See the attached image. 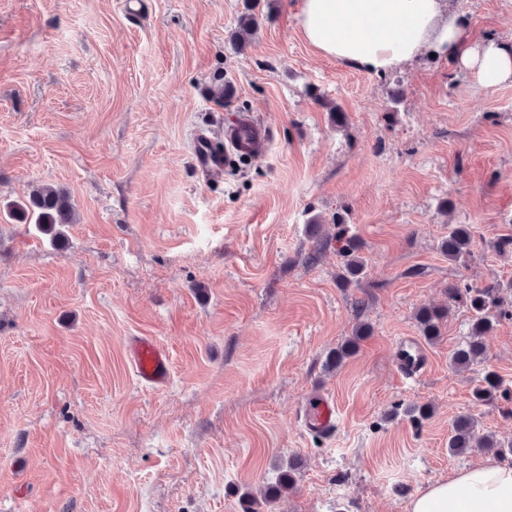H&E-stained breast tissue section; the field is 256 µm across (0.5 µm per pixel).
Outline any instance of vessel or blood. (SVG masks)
Listing matches in <instances>:
<instances>
[{"mask_svg": "<svg viewBox=\"0 0 512 512\" xmlns=\"http://www.w3.org/2000/svg\"><path fill=\"white\" fill-rule=\"evenodd\" d=\"M268 135L265 128L248 117L237 118L224 129L223 142H216L204 134L196 137L195 160L200 168H220L240 153L264 151ZM127 362L136 380L142 386L160 390L171 377L168 351L154 337L132 336L127 340ZM308 424L318 433L328 434L336 426V408L328 399H319L307 415Z\"/></svg>", "mask_w": 512, "mask_h": 512, "instance_id": "obj_1", "label": "vessel or blood"}]
</instances>
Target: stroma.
<instances>
[{
    "mask_svg": "<svg viewBox=\"0 0 512 512\" xmlns=\"http://www.w3.org/2000/svg\"><path fill=\"white\" fill-rule=\"evenodd\" d=\"M147 2L137 18L121 0H0V512H241L291 458L296 487L270 512H407L426 483L494 457L449 454L457 415L512 437V317L484 363L448 364L469 327L451 285L498 282L512 302V251L494 247L512 236V82L485 87L450 56L381 76L320 56L299 0H257L243 48L245 0ZM448 6L512 44V0ZM241 112L267 152L204 175L195 136ZM36 183L71 196L61 242L8 215ZM452 224L474 228L467 264L440 250ZM340 231L367 261L349 286ZM425 304L451 307L432 343ZM361 323L371 336L327 369ZM132 335L167 349L165 389L136 382ZM408 338L426 357L413 379ZM488 370L509 395L478 406ZM322 396L329 435L305 425ZM255 7V4L248 0L244 5V14L239 21L238 29L234 33V40L240 45L247 43L259 26L258 16L254 12Z\"/></svg>",
    "mask_w": 512,
    "mask_h": 512,
    "instance_id": "obj_1",
    "label": "stroma"
}]
</instances>
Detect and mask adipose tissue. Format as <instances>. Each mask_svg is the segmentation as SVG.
<instances>
[{"label":"adipose tissue","instance_id":"1","mask_svg":"<svg viewBox=\"0 0 512 512\" xmlns=\"http://www.w3.org/2000/svg\"><path fill=\"white\" fill-rule=\"evenodd\" d=\"M296 22L319 54L370 74L431 51L454 57L484 86L512 80V46L472 38L446 0H301ZM408 512H512V463L489 459L426 483Z\"/></svg>","mask_w":512,"mask_h":512}]
</instances>
